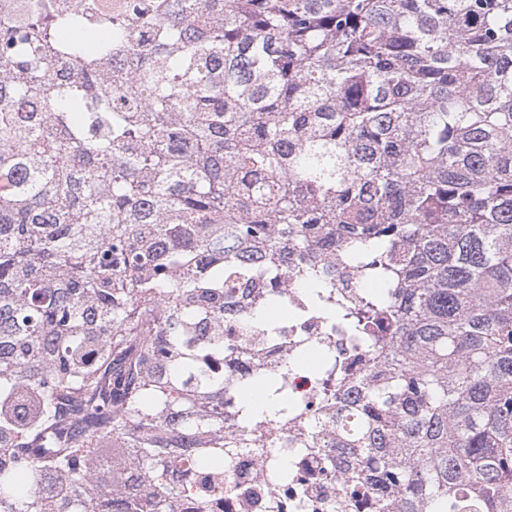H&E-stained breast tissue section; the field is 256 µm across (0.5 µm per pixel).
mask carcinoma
Instances as JSON below:
<instances>
[{
    "instance_id": "obj_1",
    "label": "carcinoma",
    "mask_w": 512,
    "mask_h": 512,
    "mask_svg": "<svg viewBox=\"0 0 512 512\" xmlns=\"http://www.w3.org/2000/svg\"><path fill=\"white\" fill-rule=\"evenodd\" d=\"M256 288L241 335L301 290L355 397L245 415ZM315 441L367 512H512V0H0V512H178L183 469L200 512Z\"/></svg>"
}]
</instances>
